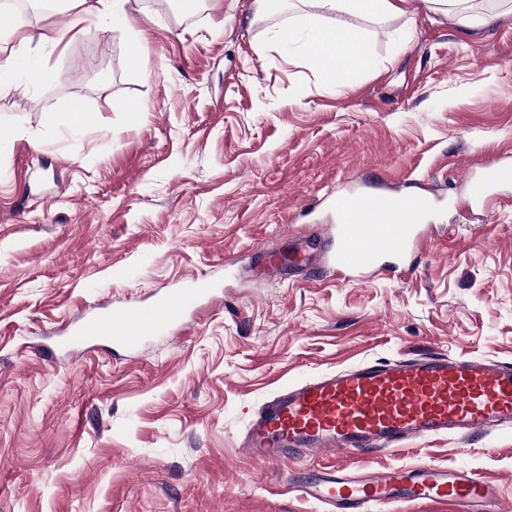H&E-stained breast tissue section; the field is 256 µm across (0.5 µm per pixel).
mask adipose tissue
Wrapping results in <instances>:
<instances>
[{"mask_svg": "<svg viewBox=\"0 0 512 512\" xmlns=\"http://www.w3.org/2000/svg\"><path fill=\"white\" fill-rule=\"evenodd\" d=\"M404 0H310L312 10L298 25L281 31L280 38L296 46L305 62L326 80L342 83L355 71L372 68L374 60L361 44L360 34L343 29L345 14L377 18L400 12Z\"/></svg>", "mask_w": 512, "mask_h": 512, "instance_id": "1", "label": "adipose tissue"}]
</instances>
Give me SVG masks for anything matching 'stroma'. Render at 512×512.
<instances>
[{
	"instance_id": "obj_1",
	"label": "stroma",
	"mask_w": 512,
	"mask_h": 512,
	"mask_svg": "<svg viewBox=\"0 0 512 512\" xmlns=\"http://www.w3.org/2000/svg\"><path fill=\"white\" fill-rule=\"evenodd\" d=\"M127 9L11 22L60 40L0 94V512H331L282 487L330 454L271 467L240 448L266 400L417 352L512 364V187L487 209L457 201L467 164L512 152V0H466L470 28L430 0L343 16L375 65L342 87L275 42L303 0ZM76 106L84 128L58 127ZM364 190L449 199L415 273L337 281L289 262L335 223L333 197ZM200 273L223 301L187 316L190 335L50 354L84 317ZM423 459L494 480L512 512V427L341 464Z\"/></svg>"
}]
</instances>
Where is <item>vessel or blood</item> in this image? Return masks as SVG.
Masks as SVG:
<instances>
[{
	"instance_id": "vessel-or-blood-1",
	"label": "vessel or blood",
	"mask_w": 512,
	"mask_h": 512,
	"mask_svg": "<svg viewBox=\"0 0 512 512\" xmlns=\"http://www.w3.org/2000/svg\"><path fill=\"white\" fill-rule=\"evenodd\" d=\"M512 186V154L479 172H465L467 203L490 204ZM436 196L350 192L336 201V221L322 232L336 248L321 271L349 280L395 269L415 271L430 242L428 213ZM211 283L191 277L185 287L156 291L122 309L84 318L65 346L106 341L136 351L148 339L184 333L187 314L213 300ZM512 425V365L490 359L420 353L392 362L362 363L282 388L253 416L241 441L259 462L282 464L322 453L371 460L411 440L455 435L471 439ZM287 490L333 506L372 512L395 501L449 504L457 512H495L494 482L463 468L430 461L385 468L363 477L335 468L312 478L289 475Z\"/></svg>"
}]
</instances>
